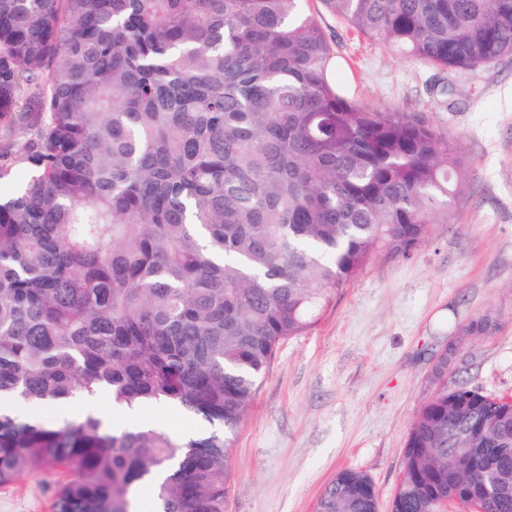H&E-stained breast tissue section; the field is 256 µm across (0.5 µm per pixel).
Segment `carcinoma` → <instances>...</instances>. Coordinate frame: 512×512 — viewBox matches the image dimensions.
<instances>
[{
    "mask_svg": "<svg viewBox=\"0 0 512 512\" xmlns=\"http://www.w3.org/2000/svg\"><path fill=\"white\" fill-rule=\"evenodd\" d=\"M302 0H0V486L63 468L53 512H224L232 438L278 345L378 250L408 256L467 183L453 142L348 98ZM350 28L443 69L512 55V0H322ZM107 393L212 431H115L101 415H17ZM512 464V400L436 385L390 512L457 495L483 512L459 440ZM317 512H378L343 469Z\"/></svg>",
    "mask_w": 512,
    "mask_h": 512,
    "instance_id": "carcinoma-1",
    "label": "carcinoma"
}]
</instances>
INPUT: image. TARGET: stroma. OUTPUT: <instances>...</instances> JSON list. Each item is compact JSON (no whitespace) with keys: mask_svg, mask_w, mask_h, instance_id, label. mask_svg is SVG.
<instances>
[{"mask_svg":"<svg viewBox=\"0 0 512 512\" xmlns=\"http://www.w3.org/2000/svg\"><path fill=\"white\" fill-rule=\"evenodd\" d=\"M302 7L320 22L346 94L451 137L469 178L409 256L377 252L312 328L278 346L234 436L224 512H315L345 468L367 474L389 512L433 363L471 320L490 314L497 327L460 346L447 385L512 396V56L443 70L365 39L321 0ZM146 417L167 433L204 427L169 404L117 426ZM59 482L48 468L22 474L0 487V512H51Z\"/></svg>","mask_w":512,"mask_h":512,"instance_id":"35a3bbf8","label":"stroma"}]
</instances>
